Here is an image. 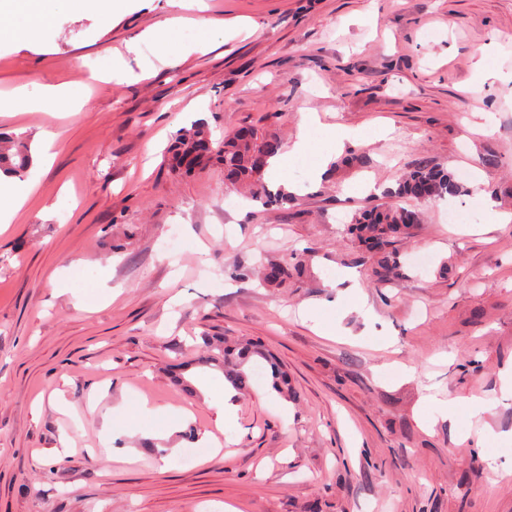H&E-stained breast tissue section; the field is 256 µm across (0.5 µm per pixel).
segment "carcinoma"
<instances>
[{
	"instance_id": "1",
	"label": "carcinoma",
	"mask_w": 512,
	"mask_h": 512,
	"mask_svg": "<svg viewBox=\"0 0 512 512\" xmlns=\"http://www.w3.org/2000/svg\"><path fill=\"white\" fill-rule=\"evenodd\" d=\"M282 151L280 137L252 127L228 132L224 134V141L216 144L209 128L202 123L178 133L171 148L176 168L191 171L217 162L224 172V184L228 188L267 206L281 205L291 199V195L281 188L271 191L264 181L270 160ZM31 165L32 155L26 142L0 138V170L21 175ZM463 192L465 188L447 170L420 161L402 178L391 195L421 203L454 197ZM421 222L422 212L415 207L381 204L355 213L348 230L359 245L376 257L379 274L388 277L397 274L401 268L399 256L393 249L394 243L408 236ZM303 273L302 265L281 258L265 264L259 271V277L264 286L279 288ZM205 347L206 355L198 360L197 366L219 368L235 390L241 392L250 388L251 373L246 371V365L258 357L270 367L272 389L282 396L291 391L287 373L279 368L260 343L249 340L229 344L222 337H207Z\"/></svg>"
}]
</instances>
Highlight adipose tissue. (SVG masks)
<instances>
[{"label": "adipose tissue", "instance_id": "adipose-tissue-1", "mask_svg": "<svg viewBox=\"0 0 512 512\" xmlns=\"http://www.w3.org/2000/svg\"><path fill=\"white\" fill-rule=\"evenodd\" d=\"M127 0H26L24 9L11 13L8 23H0V46L27 42L39 28L53 23L59 9L92 11L100 15L104 22H111L114 14L123 11ZM183 22L172 17L155 25L127 44L129 53H137L141 43L149 42L155 47L160 60L172 57L189 56L206 52L214 38V30L207 22H200L191 44L181 39Z\"/></svg>", "mask_w": 512, "mask_h": 512}]
</instances>
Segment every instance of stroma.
<instances>
[{
  "label": "stroma",
  "mask_w": 512,
  "mask_h": 512,
  "mask_svg": "<svg viewBox=\"0 0 512 512\" xmlns=\"http://www.w3.org/2000/svg\"><path fill=\"white\" fill-rule=\"evenodd\" d=\"M206 3L183 10L182 39L206 19L210 49L166 64L126 44L172 15L167 0H131L108 26L63 9L29 46L0 48V91L28 98L0 134L29 143L37 181L0 229V512H512V478L495 474L512 440L487 438L512 432V223L491 224L470 191L423 203L391 282L348 233L420 159L512 212V0ZM106 48L120 77L89 82ZM479 61L492 77L473 94ZM60 84L82 111H41ZM305 112L319 124L302 129ZM195 122L216 141L245 125L306 133L308 151L283 159L294 199L241 205L218 167L172 171L168 147ZM336 128L351 136L335 146ZM350 154L367 161L342 166ZM284 255L307 275L260 286L258 267ZM355 280L362 312L336 302ZM208 336L261 341L294 398L253 361L218 426L224 376L197 365ZM473 395L477 416L436 409ZM141 398L179 411V433L163 440L168 417L138 414ZM207 431L222 450L201 465L183 450Z\"/></svg>",
  "instance_id": "35a3bbf8"
}]
</instances>
